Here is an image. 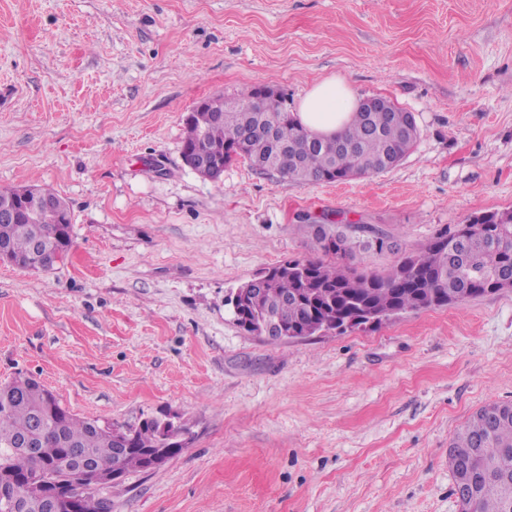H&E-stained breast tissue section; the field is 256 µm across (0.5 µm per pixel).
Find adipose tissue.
Segmentation results:
<instances>
[{
	"mask_svg": "<svg viewBox=\"0 0 512 512\" xmlns=\"http://www.w3.org/2000/svg\"><path fill=\"white\" fill-rule=\"evenodd\" d=\"M357 101L344 79L329 77L315 83L302 97L296 119L311 131L333 136L350 126Z\"/></svg>",
	"mask_w": 512,
	"mask_h": 512,
	"instance_id": "adipose-tissue-1",
	"label": "adipose tissue"
}]
</instances>
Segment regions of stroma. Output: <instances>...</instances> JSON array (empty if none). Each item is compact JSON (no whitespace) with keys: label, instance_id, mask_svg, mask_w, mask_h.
<instances>
[{"label":"stroma","instance_id":"obj_1","mask_svg":"<svg viewBox=\"0 0 512 512\" xmlns=\"http://www.w3.org/2000/svg\"><path fill=\"white\" fill-rule=\"evenodd\" d=\"M415 115L395 168L303 184L182 160L201 100L326 77ZM66 199L49 272L0 263V384L78 417L175 416L186 445L106 490L112 512H459L456 430L512 402V288L342 334L240 329L230 292L315 256L309 224H371L382 273L512 210V0H0V190Z\"/></svg>","mask_w":512,"mask_h":512}]
</instances>
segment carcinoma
I'll list each match as a JSON object with an SVG mask.
<instances>
[{"label": "carcinoma", "instance_id": "carcinoma-1", "mask_svg": "<svg viewBox=\"0 0 512 512\" xmlns=\"http://www.w3.org/2000/svg\"><path fill=\"white\" fill-rule=\"evenodd\" d=\"M259 91L253 87L238 99L218 95L198 103L185 120L182 150L209 155L218 148L224 166L242 159L298 182L335 183L396 167L419 137L414 114L396 105L388 112L358 111L346 133L321 137L291 112L251 111ZM71 228L67 204L33 214L20 207L12 219L0 221V243L27 271L37 263L38 244L63 259L72 245ZM366 229L355 235L335 224L312 230L322 257L288 260L263 272L256 300L234 313L236 324L249 332L265 320L278 334L284 326L298 336L365 310L391 317L441 308L497 293L502 282L512 281V219L457 224L382 274L355 264L360 250L392 248V237ZM24 440L34 452L21 449ZM162 445L153 421L101 425L72 414L30 377L0 385V487L37 483L53 500L54 512H71L81 498L99 495L70 479L75 456L102 473L118 465L126 474L147 472L148 452ZM466 459L471 492L458 500L459 512H512V402L488 403L465 422L448 450L452 475Z\"/></svg>", "mask_w": 512, "mask_h": 512}]
</instances>
